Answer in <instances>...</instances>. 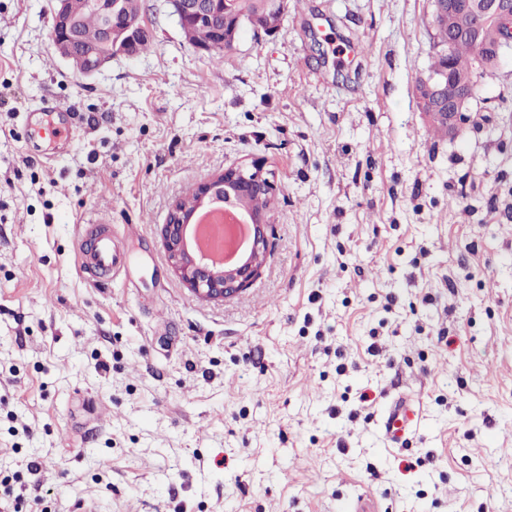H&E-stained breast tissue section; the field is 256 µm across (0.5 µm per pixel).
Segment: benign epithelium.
Instances as JSON below:
<instances>
[{
    "label": "benign epithelium",
    "instance_id": "1",
    "mask_svg": "<svg viewBox=\"0 0 512 512\" xmlns=\"http://www.w3.org/2000/svg\"><path fill=\"white\" fill-rule=\"evenodd\" d=\"M53 42L67 60L78 59L82 72L92 76L117 54L132 57L140 53L148 38L139 20L126 17L121 0H89V7L98 15L101 43L97 47L82 44L79 22L71 12L69 0H53ZM181 25H203L211 38L197 49L208 53L231 52L235 49V32L242 24L236 0H168ZM435 25H444L448 42L465 39L478 50L481 63L499 64L501 57L512 50V38H505L498 29H512V0H433ZM474 76L458 74L450 61L429 73L416 87L417 106L448 126L452 136L465 123L470 101L474 97ZM276 190L270 173L259 162L249 167L234 166L198 184L191 192L195 208H211L217 204L242 201L249 205V221L255 227L251 254L231 266L214 267L194 248L192 237L193 210L174 200L162 227V238L173 272L195 296L226 299L247 288L256 278L264 262L270 225L263 217Z\"/></svg>",
    "mask_w": 512,
    "mask_h": 512
}]
</instances>
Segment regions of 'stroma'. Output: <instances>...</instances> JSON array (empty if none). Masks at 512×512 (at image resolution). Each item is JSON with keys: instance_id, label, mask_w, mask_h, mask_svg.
Returning <instances> with one entry per match:
<instances>
[{"instance_id": "35a3bbf8", "label": "stroma", "mask_w": 512, "mask_h": 512, "mask_svg": "<svg viewBox=\"0 0 512 512\" xmlns=\"http://www.w3.org/2000/svg\"><path fill=\"white\" fill-rule=\"evenodd\" d=\"M52 8L0 0V512H512V51L448 138L415 96L431 0H287L220 61L142 0L149 50L92 76ZM43 98L74 106L64 156L26 148ZM255 161L259 275L195 298L169 206ZM101 217L143 227L103 287ZM90 226V230L86 226ZM80 237H88L90 246L79 249L78 267L82 274L95 278L99 274H109L111 279L125 275L127 255L124 247L112 234V225L106 221L80 225ZM90 231V232H89ZM416 425L414 414L401 399L387 406L381 417L383 433L393 443L401 442L402 438L412 432Z\"/></svg>"}]
</instances>
